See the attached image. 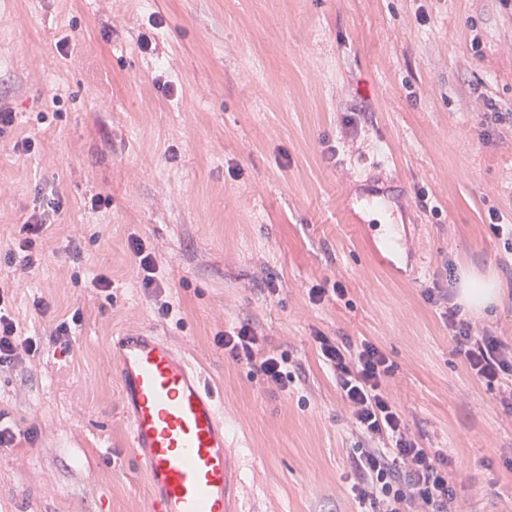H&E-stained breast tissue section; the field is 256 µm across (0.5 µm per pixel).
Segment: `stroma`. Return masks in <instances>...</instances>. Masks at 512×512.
Here are the masks:
<instances>
[{
    "label": "stroma",
    "instance_id": "1",
    "mask_svg": "<svg viewBox=\"0 0 512 512\" xmlns=\"http://www.w3.org/2000/svg\"><path fill=\"white\" fill-rule=\"evenodd\" d=\"M149 50H141L140 40ZM0 280L43 340L0 373L19 435L0 448V512H148L128 447L111 336L151 329L224 401L243 512H359L350 411L315 331L376 344L409 428L447 449L458 512H512V415L467 369L425 292L512 331V11L501 0H0ZM35 142L34 154L13 152ZM386 173L428 259L392 277L341 220L355 179ZM62 206L34 268L7 264L36 202ZM111 197L93 210V195ZM158 260L159 319L130 236ZM99 273L110 293L92 288ZM344 298L310 302L316 285ZM44 299L48 313L34 302ZM71 323L68 348L50 340ZM252 321L297 380L268 388L218 339ZM495 288L491 282L473 283L469 288L463 289V296L467 306H485L495 300Z\"/></svg>",
    "mask_w": 512,
    "mask_h": 512
}]
</instances>
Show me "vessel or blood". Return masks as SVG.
I'll use <instances>...</instances> for the list:
<instances>
[{"label": "vessel or blood", "mask_w": 512, "mask_h": 512, "mask_svg": "<svg viewBox=\"0 0 512 512\" xmlns=\"http://www.w3.org/2000/svg\"><path fill=\"white\" fill-rule=\"evenodd\" d=\"M405 200L379 192L345 197L344 223L362 230L369 252L394 272L425 267L404 223L380 224L378 210L404 213ZM129 422V446L149 488V512H240L241 468L224 439L223 400L200 368L154 331L110 343Z\"/></svg>", "instance_id": "b4317fda"}]
</instances>
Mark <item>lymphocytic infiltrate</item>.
<instances>
[{
    "label": "lymphocytic infiltrate",
    "instance_id": "1",
    "mask_svg": "<svg viewBox=\"0 0 512 512\" xmlns=\"http://www.w3.org/2000/svg\"><path fill=\"white\" fill-rule=\"evenodd\" d=\"M12 298V288L0 283V370L41 350L40 339L19 331L10 313ZM426 299L442 308L472 375L494 389L499 404L512 412V339L500 327L462 319L443 289H428ZM314 339L358 436L347 454L358 505L364 512H456L448 451L426 447L422 436L406 424L387 390L392 366L384 352L365 339L334 342L321 332ZM221 344L230 359L246 362L267 385L287 391L293 381L285 369L288 358L265 350L253 322H240L225 332Z\"/></svg>",
    "mask_w": 512,
    "mask_h": 512
}]
</instances>
